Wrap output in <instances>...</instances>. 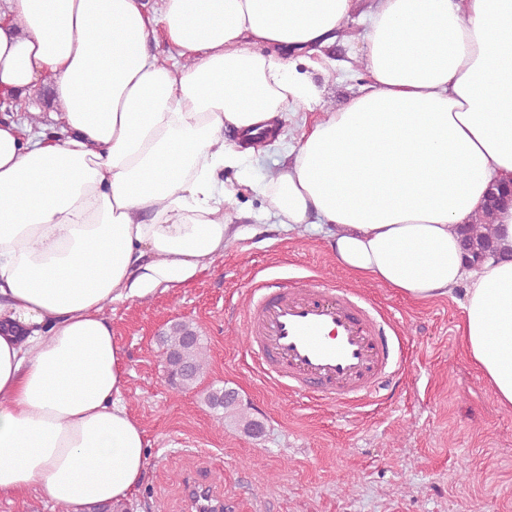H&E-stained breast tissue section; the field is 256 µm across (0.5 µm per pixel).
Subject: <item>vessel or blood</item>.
Instances as JSON below:
<instances>
[{
    "instance_id": "obj_1",
    "label": "vessel or blood",
    "mask_w": 512,
    "mask_h": 512,
    "mask_svg": "<svg viewBox=\"0 0 512 512\" xmlns=\"http://www.w3.org/2000/svg\"><path fill=\"white\" fill-rule=\"evenodd\" d=\"M391 319L370 300L318 276L287 285L256 282L243 330L257 371L288 393L347 405L376 394L405 359L385 327ZM189 512H224L209 485L187 478Z\"/></svg>"
}]
</instances>
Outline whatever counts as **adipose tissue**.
<instances>
[{
  "instance_id": "obj_1",
  "label": "adipose tissue",
  "mask_w": 512,
  "mask_h": 512,
  "mask_svg": "<svg viewBox=\"0 0 512 512\" xmlns=\"http://www.w3.org/2000/svg\"><path fill=\"white\" fill-rule=\"evenodd\" d=\"M356 0H0V98L52 85L53 136L0 122V496L132 505L147 464L103 315L176 288L242 238L254 192L286 233L421 301L467 282L458 329L512 409V205L470 270L457 227L512 182V0H371L347 103L311 70ZM163 38L170 57L147 48ZM299 116L286 162L248 177L252 133ZM240 172L237 189L225 170ZM263 198L255 193L238 194L232 211L237 215L235 223L244 227H251L254 224H271V220L263 218Z\"/></svg>"
}]
</instances>
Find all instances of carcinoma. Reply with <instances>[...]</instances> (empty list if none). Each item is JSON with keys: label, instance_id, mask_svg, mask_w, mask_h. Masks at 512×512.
<instances>
[{"label": "carcinoma", "instance_id": "cac0c4a2", "mask_svg": "<svg viewBox=\"0 0 512 512\" xmlns=\"http://www.w3.org/2000/svg\"><path fill=\"white\" fill-rule=\"evenodd\" d=\"M492 209L487 208L482 215L470 224L461 225V240L465 255L473 266L483 261L493 251ZM161 361L166 369V381L175 394L192 390L199 385L207 368V354L202 336L189 322H176L159 337ZM204 402L213 410L222 411L224 417L231 419L251 434L255 421L249 418L238 401L227 396L224 387H211L204 392Z\"/></svg>", "mask_w": 512, "mask_h": 512}]
</instances>
